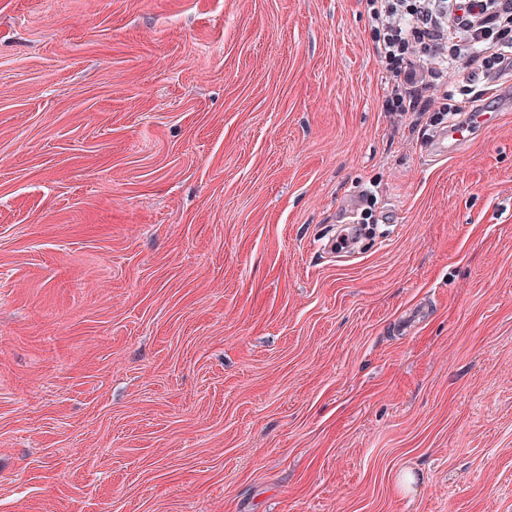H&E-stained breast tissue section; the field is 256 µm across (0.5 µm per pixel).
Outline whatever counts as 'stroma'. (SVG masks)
<instances>
[{"label": "stroma", "mask_w": 512, "mask_h": 512, "mask_svg": "<svg viewBox=\"0 0 512 512\" xmlns=\"http://www.w3.org/2000/svg\"><path fill=\"white\" fill-rule=\"evenodd\" d=\"M378 42L0 0V512H512V74L420 116ZM491 118L492 114L485 111L463 114L458 120L448 123V130L442 134L438 142L445 144L447 140L455 143L464 141L480 129L489 127Z\"/></svg>", "instance_id": "stroma-1"}]
</instances>
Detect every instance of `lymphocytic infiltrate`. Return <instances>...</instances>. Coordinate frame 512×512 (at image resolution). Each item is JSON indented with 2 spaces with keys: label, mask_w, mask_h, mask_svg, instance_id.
<instances>
[{
  "label": "lymphocytic infiltrate",
  "mask_w": 512,
  "mask_h": 512,
  "mask_svg": "<svg viewBox=\"0 0 512 512\" xmlns=\"http://www.w3.org/2000/svg\"><path fill=\"white\" fill-rule=\"evenodd\" d=\"M382 33L381 58H406L393 80L410 108L426 107L432 85L460 69L512 72V0H366Z\"/></svg>",
  "instance_id": "obj_1"
}]
</instances>
